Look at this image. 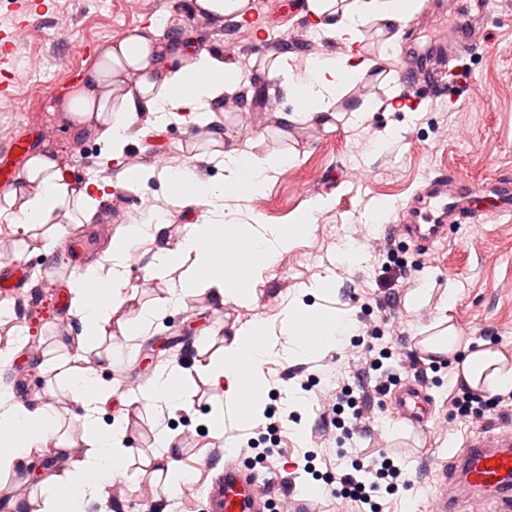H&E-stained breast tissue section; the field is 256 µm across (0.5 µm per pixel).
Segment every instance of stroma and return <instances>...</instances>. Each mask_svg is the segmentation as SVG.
Segmentation results:
<instances>
[{"label": "stroma", "instance_id": "obj_1", "mask_svg": "<svg viewBox=\"0 0 512 512\" xmlns=\"http://www.w3.org/2000/svg\"><path fill=\"white\" fill-rule=\"evenodd\" d=\"M114 2L118 15L108 18L99 13L98 0H45L46 11L34 19L18 0H0V33L27 30L6 62H0V82L20 71L21 59L32 52L52 72L41 89H34L26 77L10 93H0V111L12 117L0 130L1 166L22 169L25 157L6 150L9 141L21 140L36 152L54 150L64 164L86 174L93 155L71 156L70 147L76 142L71 128L64 124L56 135H49L45 116L50 107L69 101L82 71L96 60L97 45L114 37L116 30L128 31L153 19L176 20L199 45L223 48L227 58L240 66L245 86L257 88L267 79L250 64L254 46L275 52L295 31L311 25L304 0H293L288 7L282 0H255L261 27L236 24L220 32L195 20L185 8L186 0ZM435 25L424 9L393 32L368 22L362 29L361 48L366 56L380 60L382 69L354 85L337 103L328 125L300 124L289 136H282L275 102L261 97L253 100L248 111L225 113V142L260 157L285 154L292 158L258 198L226 201L224 208L206 216L201 208L172 202L167 186L151 179L117 190L107 223L62 228L72 235L97 233L103 250L111 236L139 214V202L146 197L172 212L168 233L174 242L204 216L213 224L230 218L285 228L311 200L319 197L326 202L309 232L276 260L263 280L249 282L251 304H221L205 293L190 295L148 336L135 333L141 309L177 288L181 274L147 277L145 266L155 244L130 248L126 293L131 300L113 314L110 336L100 345L112 353V363L100 377L114 389L103 407L101 426L107 429L124 423V443L130 453L123 464V478L115 481L107 495L89 498L86 512H131L135 502L149 503L152 512L171 506L173 492L151 463L158 448L156 436L162 431L171 438L189 482L208 486L224 468L227 447L242 446L244 425L223 418V387L191 365L197 358L222 357L234 325L255 318L280 322L283 306L291 299L353 312L360 328L377 333L376 347L394 351L370 371V382L387 378L410 382L432 400L431 416L420 433L394 417L386 395L375 402L361 431L349 436L345 429L350 412L324 414L318 397L343 388L357 390L361 379L357 348L346 341L334 351L294 363L272 359L263 367L268 382L264 401L291 407L297 420L280 430H265V445L281 449L271 472L289 479L293 488L306 483L324 487L328 466L346 471L353 460L366 462L385 452L412 488L382 494L383 512H407L411 507L429 512L437 473L460 450L466 433L493 418L512 419V401L466 422L450 419L458 392L452 383L455 360L427 370L420 379L401 358L444 314L463 338L490 342L512 355V214L491 215L479 224L451 225L447 238L428 250L415 247L397 227L399 208L420 191L426 178L451 173L474 183L512 181V0H490L485 14H472L469 28L475 45L463 60V79L456 86L439 89L408 77L399 47L388 43L391 35L405 36L407 28L430 30ZM79 42L89 44L87 53L75 51ZM395 92L406 97V106H389ZM355 100L369 106L356 118L351 115ZM201 134L196 124L169 122L151 138L130 146L123 163L159 167L171 154L194 162L209 150ZM382 204L389 211L375 230L368 219ZM62 229L45 224L15 232L0 222V237L14 244L11 251L0 252V268L21 263L31 270L23 295L14 299L16 316L0 324V343L14 351L10 361L0 366V382L15 389L27 387L30 404L51 403L61 420L56 448L33 453L19 470L0 475V500L23 497L33 512H42L49 494L63 496V488H49L47 480L65 471L69 462L81 459L86 449L76 418L78 408L68 391L58 387L48 366L62 358L75 366L96 358L92 351L76 353L68 312L55 313L42 304L49 292L48 268L71 262L58 251L50 257L44 254V245L53 243ZM346 246L363 254V261L338 260V249ZM325 278L335 288L326 299L315 291ZM172 360L190 368L184 380L172 386L182 397L183 409L171 414L135 402L138 386ZM217 420L223 423L219 435L212 430Z\"/></svg>", "mask_w": 512, "mask_h": 512}]
</instances>
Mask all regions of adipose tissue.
Segmentation results:
<instances>
[{"mask_svg": "<svg viewBox=\"0 0 512 512\" xmlns=\"http://www.w3.org/2000/svg\"><path fill=\"white\" fill-rule=\"evenodd\" d=\"M421 5L422 0H306L313 29L338 43L339 49L304 57L294 43L287 41L273 60L262 61L269 94L294 103L291 111L278 113L281 127L288 130L300 123L324 122L348 85L375 67V60L363 56L358 49L359 28L366 19L394 28ZM251 9V0H190L191 14L217 31L241 22ZM298 60L303 61V68H295ZM249 100L235 63L223 53L194 45L178 28H170L164 35L150 23L105 41L97 50L96 61L84 70L66 107L75 135L107 145L106 159L114 162L124 157L130 144L152 134L151 126L140 124L141 113L164 112L177 122L196 116L202 120L207 142L216 148L214 157L224 169L223 181L213 182L197 166L187 164L160 170L152 166L129 167L112 179L94 175L75 184L60 157L45 151L30 157L18 173L15 186L0 195V222L23 229L36 224H94L112 198L111 185L125 187L153 177L177 186L186 206L212 207L229 196L254 195L287 158L282 155L260 159L238 148L225 147L220 118L225 103L245 104ZM323 208V200H312L285 230L246 225L238 241L247 255L248 279H261L280 253L294 247L298 238L309 232L315 213ZM169 225L164 218L154 224L124 225L120 244L109 246L101 261L86 264L69 280L73 334L80 346L89 347L94 339L106 336L113 314L127 301L124 289L129 247L143 240L157 242ZM211 231V225L196 224L174 247L159 246L149 276L183 265L190 266L192 273L181 279L178 295L157 299L142 312L139 335H147L182 294L207 293L222 302H250L247 289L229 275L213 272L211 255L203 247V240ZM107 265L112 268V289L98 299H90L89 290ZM282 314L288 323V358L292 361L337 349L356 325L350 311L324 314L294 302L288 303ZM277 344V336L270 333L264 320L248 321L234 327L224 345L223 361L199 360L194 367L223 386L229 406H245L249 418L258 421L264 410L262 366L276 356ZM423 346L438 355L460 356L454 381L461 387L491 394L512 391V361L498 350H469L461 344L455 327H446L428 337ZM106 361V356L101 355L96 365L87 368L65 363L56 367L59 379L80 409L87 445L83 458L67 471L65 487L71 512H81L86 497L110 487L121 476L129 454L124 446L123 425L107 430L99 425V413L112 397L111 388L100 385L98 380L99 366ZM183 373L179 363H169L140 388L139 401L163 405L172 413L182 409L183 404L172 396L169 383ZM58 427L50 404L29 406L17 401L13 393L0 390V442L12 446L11 451L0 453V473L16 468L33 451L48 447Z\"/></svg>", "mask_w": 512, "mask_h": 512, "instance_id": "adipose-tissue-1", "label": "adipose tissue"}]
</instances>
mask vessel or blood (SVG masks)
<instances>
[{
  "instance_id": "obj_1",
  "label": "vessel or blood",
  "mask_w": 512,
  "mask_h": 512,
  "mask_svg": "<svg viewBox=\"0 0 512 512\" xmlns=\"http://www.w3.org/2000/svg\"><path fill=\"white\" fill-rule=\"evenodd\" d=\"M472 43L464 31L452 40H440L433 52L404 51L405 69L428 65L432 58L462 57ZM512 206V183H466L454 175L429 178L424 192L407 209L405 231L410 240L425 247L443 238L450 223L476 224L498 208ZM26 283V270L15 265L0 269V298L16 296ZM406 424L417 425L428 404L417 388H405L392 403ZM470 493L490 503L491 512H512V425L497 420L467 436L463 450L442 470L431 498L433 512H459L460 496ZM280 495L293 512H316L315 501L297 500L271 477H260L244 464L228 462L210 484L207 498L211 512H260L272 495Z\"/></svg>"
}]
</instances>
